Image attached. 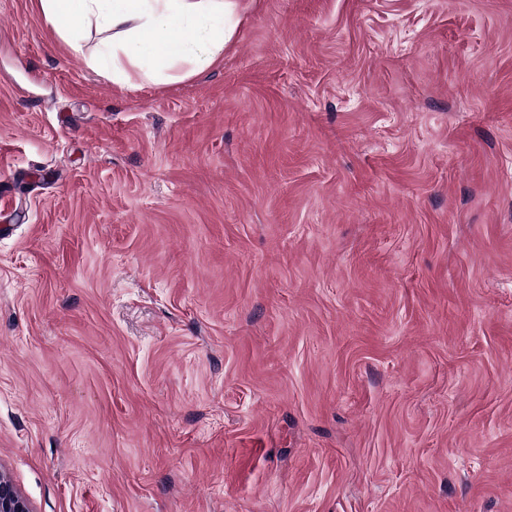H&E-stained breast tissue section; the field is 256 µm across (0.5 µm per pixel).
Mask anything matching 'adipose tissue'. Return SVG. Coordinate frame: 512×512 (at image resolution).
Returning a JSON list of instances; mask_svg holds the SVG:
<instances>
[{
	"label": "adipose tissue",
	"mask_w": 512,
	"mask_h": 512,
	"mask_svg": "<svg viewBox=\"0 0 512 512\" xmlns=\"http://www.w3.org/2000/svg\"><path fill=\"white\" fill-rule=\"evenodd\" d=\"M45 19L73 51L88 31L105 33L91 67L125 86L131 69L152 81L177 80L224 54L245 0H39Z\"/></svg>",
	"instance_id": "adipose-tissue-1"
}]
</instances>
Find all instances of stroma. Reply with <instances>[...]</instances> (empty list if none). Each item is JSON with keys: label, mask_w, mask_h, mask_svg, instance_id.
I'll return each instance as SVG.
<instances>
[{"label": "stroma", "mask_w": 512, "mask_h": 512, "mask_svg": "<svg viewBox=\"0 0 512 512\" xmlns=\"http://www.w3.org/2000/svg\"><path fill=\"white\" fill-rule=\"evenodd\" d=\"M0 0V469L33 512H512V0H252L119 87Z\"/></svg>", "instance_id": "obj_1"}]
</instances>
